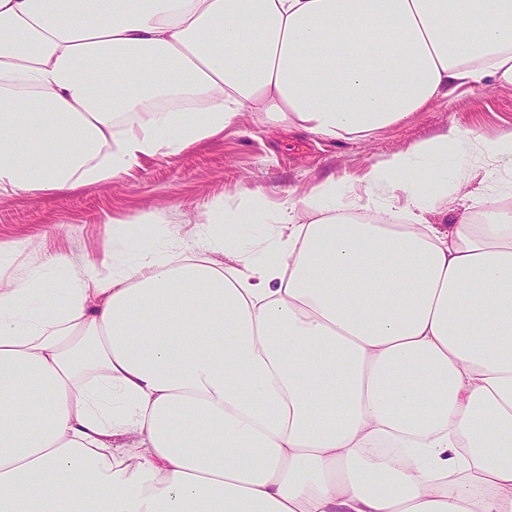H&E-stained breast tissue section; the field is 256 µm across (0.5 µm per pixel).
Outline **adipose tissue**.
<instances>
[{
  "label": "adipose tissue",
  "instance_id": "adipose-tissue-1",
  "mask_svg": "<svg viewBox=\"0 0 512 512\" xmlns=\"http://www.w3.org/2000/svg\"><path fill=\"white\" fill-rule=\"evenodd\" d=\"M488 85L512 0H0V197L242 112L356 140ZM478 168L512 170V131L379 161L359 223L330 177L184 232L112 219L63 281L0 246V512H512V205L425 218Z\"/></svg>",
  "mask_w": 512,
  "mask_h": 512
}]
</instances>
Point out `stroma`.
I'll use <instances>...</instances> for the list:
<instances>
[{
  "instance_id": "obj_1",
  "label": "stroma",
  "mask_w": 512,
  "mask_h": 512,
  "mask_svg": "<svg viewBox=\"0 0 512 512\" xmlns=\"http://www.w3.org/2000/svg\"><path fill=\"white\" fill-rule=\"evenodd\" d=\"M452 126L487 138L512 131V87L472 89L354 141L322 140L243 112L223 135L111 182L41 197H0V243L21 246L15 275H28L57 254L80 273L101 255L108 218L151 215L179 228L205 222L225 195L255 187L273 201L288 188L304 190L331 176L351 187L372 164Z\"/></svg>"
}]
</instances>
